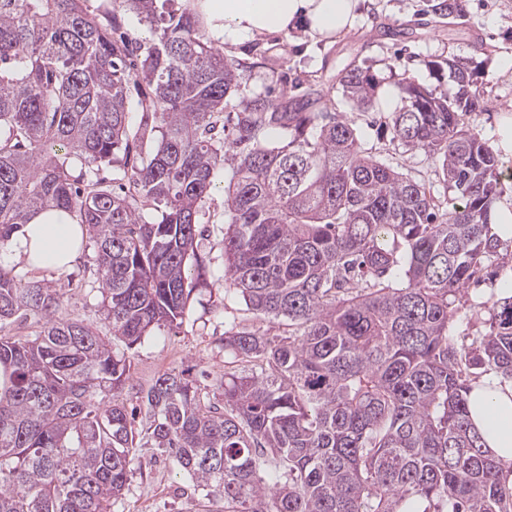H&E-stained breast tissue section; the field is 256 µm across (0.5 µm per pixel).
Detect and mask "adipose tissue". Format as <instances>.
Returning <instances> with one entry per match:
<instances>
[{"instance_id":"1","label":"adipose tissue","mask_w":512,"mask_h":512,"mask_svg":"<svg viewBox=\"0 0 512 512\" xmlns=\"http://www.w3.org/2000/svg\"><path fill=\"white\" fill-rule=\"evenodd\" d=\"M359 0H199L206 35L224 49L303 29L317 42L335 43L351 27ZM28 268L63 271L81 254V230L68 213L34 216L8 243ZM469 419L512 488V381L488 372L468 394Z\"/></svg>"}]
</instances>
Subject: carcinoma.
I'll use <instances>...</instances> for the list:
<instances>
[{"mask_svg":"<svg viewBox=\"0 0 512 512\" xmlns=\"http://www.w3.org/2000/svg\"><path fill=\"white\" fill-rule=\"evenodd\" d=\"M85 2L0 0V248L41 212L71 214L130 349L185 319L200 216L228 163L224 295L288 330L224 332L210 393L183 372L142 387L93 325L58 315L57 289L0 265V329L40 323L0 334V512H112L146 445L224 512H512L467 409L488 372L512 380V297L470 322L475 335H448L469 282L512 260L490 224L498 154L461 119L483 106L461 59L455 95L407 80L391 117L392 140L435 165L444 211L321 90L240 95L194 0L169 15L113 0L106 24ZM119 11L156 38L114 39ZM432 11L462 16L458 0ZM337 78L371 109V76L350 64ZM132 81L149 89L135 103ZM106 165L121 192L102 186Z\"/></svg>","mask_w":512,"mask_h":512,"instance_id":"cac0c4a2","label":"carcinoma"}]
</instances>
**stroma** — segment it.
<instances>
[{"label":"stroma","instance_id":"35a3bbf8","mask_svg":"<svg viewBox=\"0 0 512 512\" xmlns=\"http://www.w3.org/2000/svg\"><path fill=\"white\" fill-rule=\"evenodd\" d=\"M436 0H362L355 24L332 44L313 41L300 30L237 48L231 62L247 65L245 92L266 99L282 91L300 95L311 88L323 90L338 117L353 124L362 138L380 147L382 161L407 176L425 180L435 195L443 188L432 161L420 150L393 141L389 128L392 112L401 104L405 79L439 93L454 94L456 85L446 61L465 59L472 88L483 94L484 108L462 115L464 125L490 144H497L496 128L504 111H512V0H464L459 18L432 12ZM368 68L376 79L374 106L359 112L341 95L336 73L348 63ZM209 235L198 238L196 250L207 261L206 289L196 292L183 323L174 329H154L140 345L127 352L136 384L146 386L165 373L200 369L224 372L222 334L225 323L243 322L268 328L267 320L247 311L244 303L228 302L216 279L224 273V191L216 189L213 202L202 217ZM0 264L13 269L24 281H45L60 293V316L92 323L102 335L111 336L103 315L102 296L94 287L95 253L86 248L67 271H33L0 251ZM143 463L135 472L113 512H193L191 480L179 473L157 449L143 448Z\"/></svg>","mask_w":512,"mask_h":512}]
</instances>
